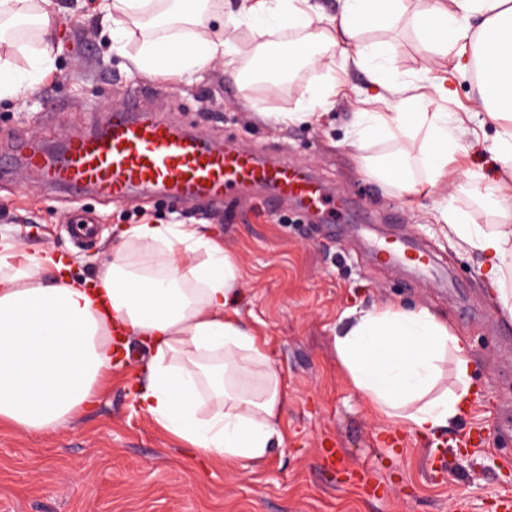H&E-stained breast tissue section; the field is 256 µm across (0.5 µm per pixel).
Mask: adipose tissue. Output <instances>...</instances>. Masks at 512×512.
<instances>
[{
	"label": "adipose tissue",
	"instance_id": "1",
	"mask_svg": "<svg viewBox=\"0 0 512 512\" xmlns=\"http://www.w3.org/2000/svg\"><path fill=\"white\" fill-rule=\"evenodd\" d=\"M114 55L139 72L193 79L223 60L236 81L247 74L276 80L299 64L315 66L325 48L343 45L349 65L397 96L394 111L356 112L349 143L356 149L421 137L417 152L398 149L363 159V171L399 193L448 187V165L469 132L463 117L443 108L445 85L401 78L394 48L368 43L365 32L403 28L418 42L425 67L452 60L476 72L478 106L496 128L493 151L512 174V0H439L409 9L405 0H336L325 13L317 0H97ZM57 0H0V102L15 103L54 69ZM231 28L214 33V24ZM148 36L128 52L133 29ZM296 32L271 67L262 40ZM24 56L26 66L15 63ZM247 59V69L235 68ZM336 94L328 75L309 86L282 121L306 123ZM512 183L484 185V211L500 215L485 230L474 215L449 206L442 232L456 247L481 255V274L497 308L512 316V214L502 200ZM242 280L240 263L201 224H132L117 234L94 278L77 279L51 252H28L0 236V423L27 434L55 431L94 405L112 380L118 351L132 336L147 349L136 403L165 432L199 456L228 465L256 463L282 445L283 383L258 336L230 303ZM354 386L374 408L409 431L430 435L465 410L474 391L466 341L428 308L382 303L354 312L336 338ZM455 386L439 389L444 357Z\"/></svg>",
	"mask_w": 512,
	"mask_h": 512
}]
</instances>
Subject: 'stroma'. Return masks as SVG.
<instances>
[{
    "mask_svg": "<svg viewBox=\"0 0 512 512\" xmlns=\"http://www.w3.org/2000/svg\"><path fill=\"white\" fill-rule=\"evenodd\" d=\"M55 70L18 103L0 104V152L11 136L52 149L105 122L108 102L150 86L146 104L209 138L263 150L299 164L324 186L332 206L310 213L260 198L178 207L159 193L115 202L85 193L79 200L44 187L23 165L0 177V235L27 251L64 257L72 274L93 276L110 257L113 230L124 224H203L242 268L241 318L265 343L283 379L281 430L286 442L259 464L206 463L189 446L142 414L133 398L131 368L147 356L133 351L112 374L98 404L67 427L23 434L0 426V512H500L512 495V318L493 304L478 253L453 247L437 216L445 203L476 213L494 230L497 217L480 213L471 172L502 178L491 151L495 129L476 116V79L453 61L422 72L412 35L399 40L394 66L405 78L442 83L449 111L467 112L470 133L452 164L451 197L398 195L368 178L349 146L354 104L349 93L373 95L369 75L344 69L340 49L325 67L341 91L316 123L284 124L277 115L306 96L324 67L296 69L279 89L235 82L215 61L190 84L125 67L104 41L90 0H59ZM98 227L75 244L67 232L73 208ZM405 237L429 251L436 272L412 273L379 264L377 247ZM392 301L426 307L447 319L469 344L476 401L432 448L426 437L392 436L397 424L380 415L353 385L335 338L354 307ZM479 432L489 444L459 456L461 434Z\"/></svg>",
    "mask_w": 512,
    "mask_h": 512,
    "instance_id": "stroma-1",
    "label": "stroma"
}]
</instances>
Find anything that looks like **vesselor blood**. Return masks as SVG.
<instances>
[{
	"label": "vessel or blood",
	"instance_id": "1",
	"mask_svg": "<svg viewBox=\"0 0 512 512\" xmlns=\"http://www.w3.org/2000/svg\"><path fill=\"white\" fill-rule=\"evenodd\" d=\"M13 148L43 182L73 197L90 188L115 199L160 190L176 204L187 206L222 201L233 190L257 186L267 189L266 202L271 206L288 200L318 210L325 201L322 185L301 166L215 145L144 107L136 93L112 109L99 130L66 141L59 152L37 151L21 139ZM376 258L385 265L400 261L425 268L430 264L427 255L407 253L398 240L379 248Z\"/></svg>",
	"mask_w": 512,
	"mask_h": 512
}]
</instances>
